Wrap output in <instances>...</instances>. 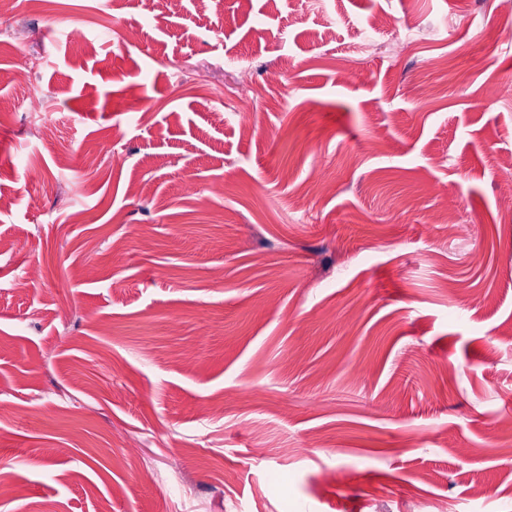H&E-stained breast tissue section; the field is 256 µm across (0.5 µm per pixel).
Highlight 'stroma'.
<instances>
[{
    "mask_svg": "<svg viewBox=\"0 0 512 512\" xmlns=\"http://www.w3.org/2000/svg\"><path fill=\"white\" fill-rule=\"evenodd\" d=\"M504 12L0 0V512H512Z\"/></svg>",
    "mask_w": 512,
    "mask_h": 512,
    "instance_id": "stroma-1",
    "label": "stroma"
}]
</instances>
